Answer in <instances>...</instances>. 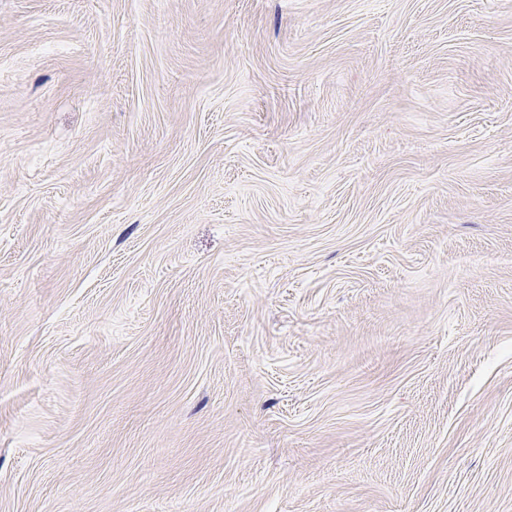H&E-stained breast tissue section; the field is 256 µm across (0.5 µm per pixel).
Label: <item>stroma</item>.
Instances as JSON below:
<instances>
[{"label":"stroma","instance_id":"1","mask_svg":"<svg viewBox=\"0 0 512 512\" xmlns=\"http://www.w3.org/2000/svg\"><path fill=\"white\" fill-rule=\"evenodd\" d=\"M0 512H512V0H0Z\"/></svg>","mask_w":512,"mask_h":512}]
</instances>
